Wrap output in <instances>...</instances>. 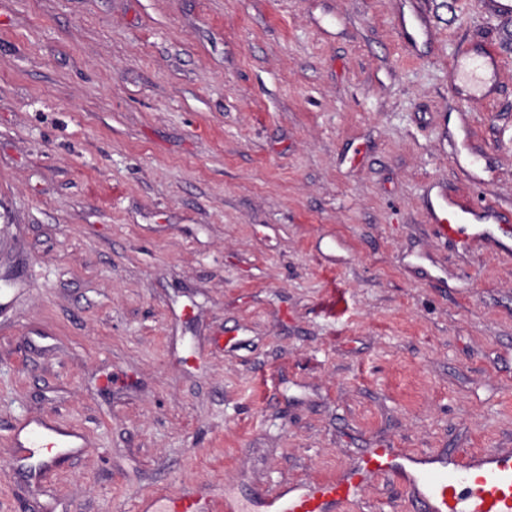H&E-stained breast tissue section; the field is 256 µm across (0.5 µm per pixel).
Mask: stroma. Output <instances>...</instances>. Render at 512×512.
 <instances>
[{"label":"stroma","mask_w":512,"mask_h":512,"mask_svg":"<svg viewBox=\"0 0 512 512\" xmlns=\"http://www.w3.org/2000/svg\"><path fill=\"white\" fill-rule=\"evenodd\" d=\"M487 2L0 0V512H224L383 444L512 451V254L424 211L439 183L512 211ZM465 45L500 65L478 96ZM35 420L81 453L16 469ZM336 512L414 510L374 478Z\"/></svg>","instance_id":"1"}]
</instances>
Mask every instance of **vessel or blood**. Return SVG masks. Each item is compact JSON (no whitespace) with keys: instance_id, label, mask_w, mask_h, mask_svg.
Here are the masks:
<instances>
[{"instance_id":"b4317fda","label":"vessel or blood","mask_w":512,"mask_h":512,"mask_svg":"<svg viewBox=\"0 0 512 512\" xmlns=\"http://www.w3.org/2000/svg\"><path fill=\"white\" fill-rule=\"evenodd\" d=\"M493 53L457 64L461 78L482 88L486 72L495 67ZM426 213L435 236H458L469 247L495 241L496 234L512 237V213L489 203L440 190L429 198ZM68 431L39 424L17 442L16 457L24 461L56 448L69 447ZM398 485L417 512H512V453L487 451L481 460L456 462L454 469H423L414 455L391 448H376L360 464L335 480L292 481L255 501L257 512H335L363 491L369 478Z\"/></svg>"}]
</instances>
